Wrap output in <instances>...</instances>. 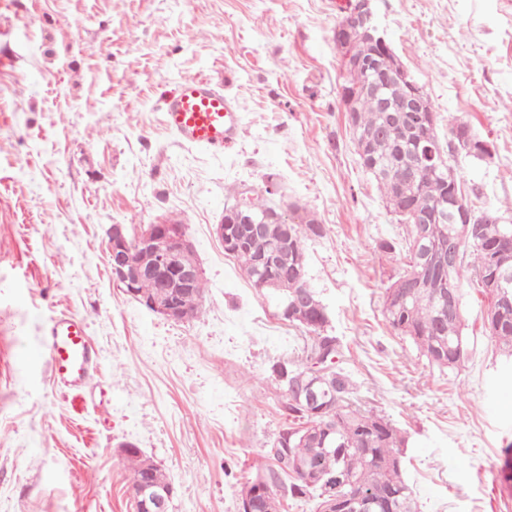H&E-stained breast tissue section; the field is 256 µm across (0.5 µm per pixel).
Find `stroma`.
<instances>
[{
	"label": "stroma",
	"mask_w": 512,
	"mask_h": 512,
	"mask_svg": "<svg viewBox=\"0 0 512 512\" xmlns=\"http://www.w3.org/2000/svg\"><path fill=\"white\" fill-rule=\"evenodd\" d=\"M349 0H0V512H135L126 446L175 488L168 512H240L286 426L274 362L309 337L225 254L215 226L237 192L326 228L307 279L344 346L354 399L400 428L418 512H512V359L487 299L461 286L469 359L428 363L384 293L406 265L399 224L358 163L333 30ZM386 38L437 115L490 157L450 160L475 206L512 223V0H376ZM219 81L244 131L218 154L168 132L163 93ZM182 225L202 269L200 312L170 321L112 279V224ZM85 319L100 362L79 397L57 387L43 328Z\"/></svg>",
	"instance_id": "obj_1"
}]
</instances>
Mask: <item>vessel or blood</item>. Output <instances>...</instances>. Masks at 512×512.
Returning a JSON list of instances; mask_svg holds the SVG:
<instances>
[{
    "label": "vessel or blood",
    "mask_w": 512,
    "mask_h": 512,
    "mask_svg": "<svg viewBox=\"0 0 512 512\" xmlns=\"http://www.w3.org/2000/svg\"><path fill=\"white\" fill-rule=\"evenodd\" d=\"M161 111L165 127L190 144L221 152L241 137L243 125L235 99L206 77L181 80L164 97ZM43 345L53 381L68 392L79 393L97 370L83 319L59 312L44 330Z\"/></svg>",
    "instance_id": "b4317fda"
}]
</instances>
